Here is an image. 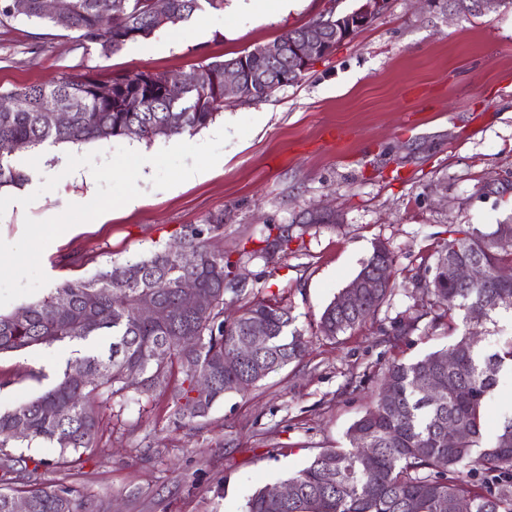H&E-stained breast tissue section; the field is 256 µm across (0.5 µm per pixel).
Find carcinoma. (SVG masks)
Instances as JSON below:
<instances>
[{"instance_id":"1","label":"carcinoma","mask_w":512,"mask_h":512,"mask_svg":"<svg viewBox=\"0 0 512 512\" xmlns=\"http://www.w3.org/2000/svg\"><path fill=\"white\" fill-rule=\"evenodd\" d=\"M202 1L213 8L224 2L171 0L173 18L168 25L187 20ZM26 2L22 16L73 31L82 48L105 57L158 30L146 0H69L66 24L46 15L41 0ZM438 2V8H457L466 17L484 14L487 0ZM253 57L251 50L199 64L210 80L193 88L178 86L175 72L132 70L107 78L63 73L49 86L33 84L0 93V188L25 180L10 161L17 143L36 148L44 143L195 133L224 106L222 90L211 77H222L228 63ZM260 66L269 76L248 92L252 99L269 96L273 83L284 87L298 82L288 55ZM121 81L134 90L126 95L117 92ZM55 109L69 112L66 125L46 123L45 112ZM223 229L221 219L190 228L180 241L181 249L154 252L134 262L140 276L133 283L122 278L126 265L114 263L86 281L64 283L15 312L0 313V354L57 342L92 344L91 351L71 361L51 388L0 413L1 472L27 470L26 458L8 452L18 441L49 443L58 449L56 464L81 465L80 449L94 442L100 410L124 405L132 392L150 399L156 392L171 390L175 423H192L208 416L224 395L246 391L305 355L308 340L289 330L290 310L276 297L247 301L234 321L224 322V296L243 299L247 283L224 281L228 262L224 251L211 245L214 234ZM268 230L276 231L275 237L244 252L247 260L260 259L269 266L275 264L276 254L287 253L290 227L270 225ZM472 260L488 269L483 282L462 284L448 276L447 264ZM505 265H512V227L506 224L490 232L475 228L439 245L431 275L419 279L417 288L428 297L434 321L448 320V329H459L461 335L447 348L417 361L391 363L380 387L391 392V400L377 396L353 422L346 433L349 447L325 448L315 455L288 479L294 489L288 500H272L264 487L248 498L243 512H440L441 503L454 499L470 500L472 512H512V416L491 442L483 441L489 399L502 372H512V339L492 353L481 354L473 345V329L492 312L512 309L502 301L512 299V282L494 274ZM189 276L211 296L208 310L183 308L180 284ZM390 292L371 288L360 308L352 311L331 301L320 316V332L334 338L362 326ZM148 298L170 310V316L142 318L139 306ZM257 325L267 330L265 350L244 357L234 368L224 367V354ZM96 336H110L112 342L101 349L94 344ZM450 354L456 361L448 367L443 359ZM197 371L209 374L214 387L195 400L190 394ZM177 373L181 379L173 386ZM428 377L437 381L433 393L419 386ZM455 429L459 433L451 442ZM472 465L493 478V486L479 487L468 480L466 470ZM326 466L335 471L332 484L322 482ZM17 497L27 499L28 512H93L90 501L74 490L38 482L23 489L0 488V512H14Z\"/></svg>"}]
</instances>
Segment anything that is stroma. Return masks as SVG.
I'll return each mask as SVG.
<instances>
[{"label":"stroma","instance_id":"stroma-1","mask_svg":"<svg viewBox=\"0 0 512 512\" xmlns=\"http://www.w3.org/2000/svg\"><path fill=\"white\" fill-rule=\"evenodd\" d=\"M323 9V0H301L280 15L274 0H252L246 8L224 0L107 58L80 48L75 33L11 19L0 23V92L49 85L64 73L188 72L205 59L270 44ZM244 118L256 126L228 141L221 167L208 179L157 190L153 166L143 167L139 205L65 231L45 248L42 268L49 287L86 280L220 218L217 243L236 260L225 276L243 274L252 297L282 298L308 351L249 390L225 395L190 424H174L166 394L130 402L119 413L104 410L79 467H50L57 450L47 443L24 449L37 481L80 490L95 512H242L256 490L281 484L322 449L347 447L345 433L368 408L388 365L448 345L447 323L424 316L413 283L451 231L488 232L512 220V193L480 191L490 179L512 182V0L468 18L391 0L298 83L261 100L225 103L189 141L204 142ZM178 141L113 138L64 143L60 150L109 155L136 146L151 156ZM13 160L27 179L0 189L15 199L0 216L6 242L21 238L25 218L57 216L96 193V184L85 181L87 168L63 174L47 150L23 147ZM55 175L57 187L42 191ZM28 195L33 203L21 207ZM313 203L334 208V223L304 227L277 270L238 261L240 251L261 247L267 225L292 224ZM380 242L394 258L392 296L360 328L322 336L321 312ZM409 323L414 331L402 335ZM74 349L56 343L1 354L0 412L49 389Z\"/></svg>","mask_w":512,"mask_h":512}]
</instances>
